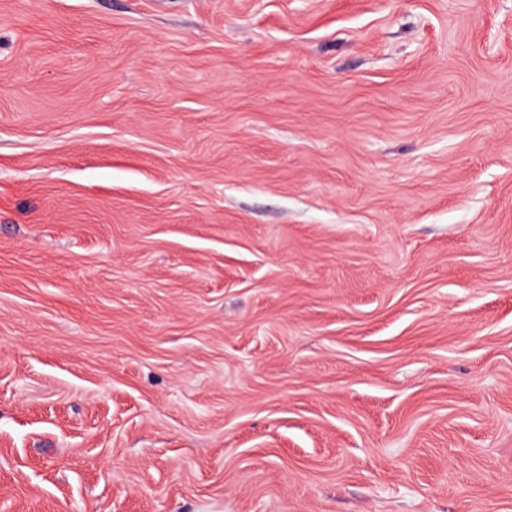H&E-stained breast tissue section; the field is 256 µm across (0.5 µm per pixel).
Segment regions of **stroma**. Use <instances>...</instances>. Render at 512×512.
<instances>
[{"mask_svg": "<svg viewBox=\"0 0 512 512\" xmlns=\"http://www.w3.org/2000/svg\"><path fill=\"white\" fill-rule=\"evenodd\" d=\"M0 512H512V0H0Z\"/></svg>", "mask_w": 512, "mask_h": 512, "instance_id": "35a3bbf8", "label": "stroma"}]
</instances>
